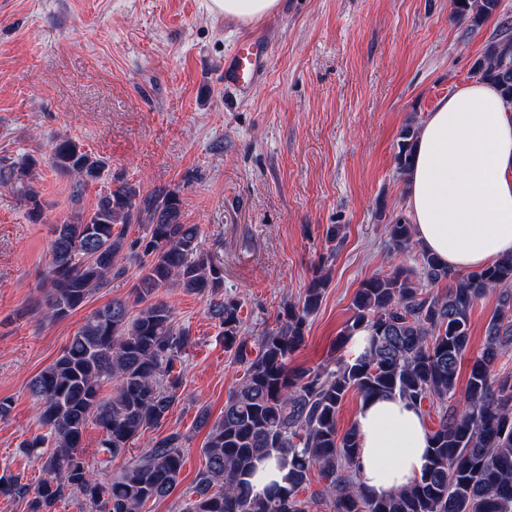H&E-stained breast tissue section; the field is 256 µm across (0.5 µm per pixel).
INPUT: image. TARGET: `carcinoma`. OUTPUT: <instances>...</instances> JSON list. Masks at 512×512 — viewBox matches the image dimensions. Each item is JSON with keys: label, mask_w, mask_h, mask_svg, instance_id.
Returning a JSON list of instances; mask_svg holds the SVG:
<instances>
[{"label": "carcinoma", "mask_w": 512, "mask_h": 512, "mask_svg": "<svg viewBox=\"0 0 512 512\" xmlns=\"http://www.w3.org/2000/svg\"><path fill=\"white\" fill-rule=\"evenodd\" d=\"M499 9L500 0H454L456 17L472 28ZM474 74L512 106L509 22L475 62ZM418 134L413 120L399 133L395 160L401 175L413 165ZM50 163L69 179L76 200L106 168L103 159L65 137L52 145ZM37 165L33 155L0 158V186L26 203L35 223L42 204L29 175ZM182 213L177 191L145 194L126 182L99 193L91 212L54 227L39 309L44 320L67 318L129 264H137L140 275L133 300L114 299L98 310L31 379L43 433L20 447L42 460V474L31 484L20 473L0 472V496L24 502L28 512H58V503L75 501L79 512H143L148 502L172 492L187 441L178 430L152 438L118 473L108 465L180 402L175 363L195 341L159 299L162 289L176 287L210 297L208 312L223 328L224 346L245 367L223 414L212 423L207 411L199 415V426L209 427L205 466L178 512H310L323 502L333 512H512V381L494 373L503 349L512 346L511 256L480 270L450 271L418 245L408 217L396 216L386 224L390 252L415 253L417 268L377 273L358 288L344 335L364 329L367 346L332 367L290 368L328 277L315 275L298 300L284 305L276 327L251 340L241 334L239 302L219 298L224 267L204 252L199 225L184 223ZM132 224L144 226L145 234L129 238ZM442 282L448 290L433 291ZM488 292L498 293V307L459 397L471 312ZM107 383L113 391L105 397ZM351 390L364 401L398 395L418 408L426 400L437 403L427 462L410 486L376 497L356 480V426L343 433L337 427ZM90 424L102 433L97 469L78 452ZM266 461L285 472L284 484L257 494L252 478ZM314 473L323 488L303 499L300 491Z\"/></svg>", "instance_id": "cac0c4a2"}]
</instances>
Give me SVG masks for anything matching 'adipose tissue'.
Masks as SVG:
<instances>
[{"label":"adipose tissue","mask_w":512,"mask_h":512,"mask_svg":"<svg viewBox=\"0 0 512 512\" xmlns=\"http://www.w3.org/2000/svg\"><path fill=\"white\" fill-rule=\"evenodd\" d=\"M279 0H210L212 12L246 23L275 13ZM408 217L420 245L449 270H478L512 255V106L478 81L442 99L424 122L407 176ZM357 468L381 496L418 478L428 425L410 401L361 404Z\"/></svg>","instance_id":"obj_1"}]
</instances>
